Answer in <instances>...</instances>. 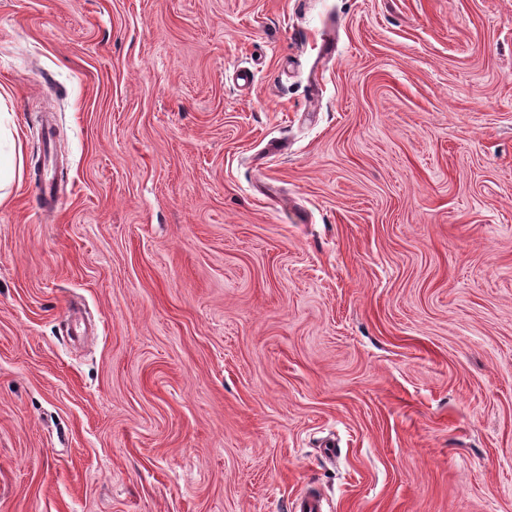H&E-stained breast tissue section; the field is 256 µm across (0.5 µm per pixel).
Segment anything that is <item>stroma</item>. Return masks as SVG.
<instances>
[{
  "instance_id": "stroma-1",
  "label": "stroma",
  "mask_w": 512,
  "mask_h": 512,
  "mask_svg": "<svg viewBox=\"0 0 512 512\" xmlns=\"http://www.w3.org/2000/svg\"><path fill=\"white\" fill-rule=\"evenodd\" d=\"M1 112L0 512H512V0H0Z\"/></svg>"
}]
</instances>
